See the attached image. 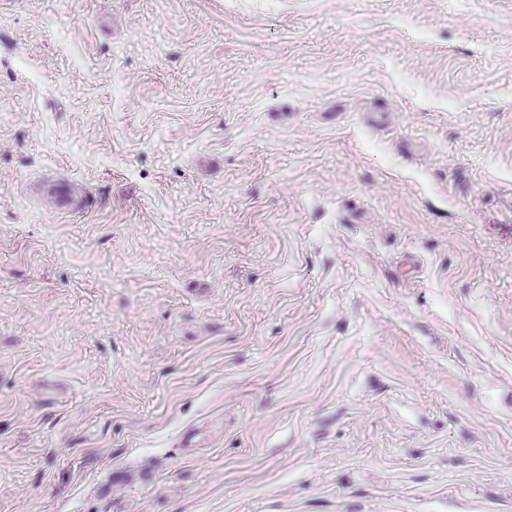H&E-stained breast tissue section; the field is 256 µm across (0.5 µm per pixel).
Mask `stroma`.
<instances>
[{"instance_id": "obj_1", "label": "stroma", "mask_w": 512, "mask_h": 512, "mask_svg": "<svg viewBox=\"0 0 512 512\" xmlns=\"http://www.w3.org/2000/svg\"><path fill=\"white\" fill-rule=\"evenodd\" d=\"M0 512H512V0H0Z\"/></svg>"}]
</instances>
